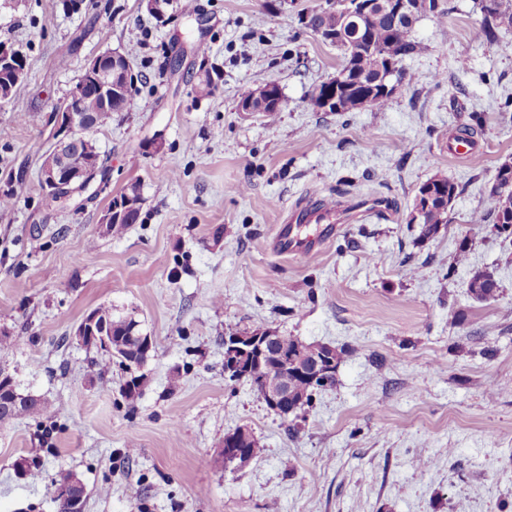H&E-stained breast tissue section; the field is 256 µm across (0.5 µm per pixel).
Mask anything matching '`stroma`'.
I'll return each mask as SVG.
<instances>
[{"label":"stroma","instance_id":"35a3bbf8","mask_svg":"<svg viewBox=\"0 0 512 512\" xmlns=\"http://www.w3.org/2000/svg\"><path fill=\"white\" fill-rule=\"evenodd\" d=\"M438 2L448 14L416 22L425 49L390 105L336 113L308 98L340 53L299 22L325 0H171L162 23L146 0L74 13L0 0V41L28 62L0 101V192L14 193L0 209V335L23 338L0 348V368L49 403L0 425V512H56L45 488L62 468L85 484V512H512V237L470 221L512 160V31L483 43L474 0ZM108 47L137 82L96 135L106 178L46 209L51 116ZM269 79L286 108L237 111L241 88ZM473 112L483 158L466 163L448 143ZM437 175L460 193L421 242L409 216ZM133 185L136 224L102 235L109 201ZM303 199L383 210L318 253L279 255L272 239ZM475 267L496 271L497 300L470 297ZM100 305L154 340L134 402L123 367L101 369L73 338ZM239 329L349 347L296 433L225 379L224 336ZM240 426L261 452L223 469L216 450Z\"/></svg>","mask_w":512,"mask_h":512}]
</instances>
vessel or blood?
Returning a JSON list of instances; mask_svg holds the SVG:
<instances>
[{"mask_svg": "<svg viewBox=\"0 0 512 512\" xmlns=\"http://www.w3.org/2000/svg\"><path fill=\"white\" fill-rule=\"evenodd\" d=\"M345 221L346 212L340 207L316 202L301 204L289 211L275 235L273 247L282 254H314ZM307 224L316 225L315 234H302L301 228Z\"/></svg>", "mask_w": 512, "mask_h": 512, "instance_id": "b4317fda", "label": "vessel or blood"}]
</instances>
